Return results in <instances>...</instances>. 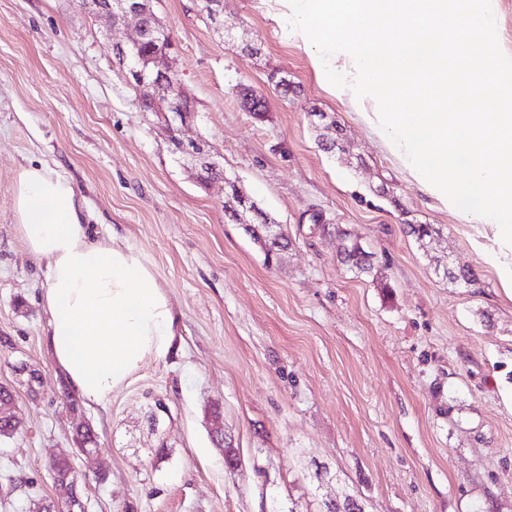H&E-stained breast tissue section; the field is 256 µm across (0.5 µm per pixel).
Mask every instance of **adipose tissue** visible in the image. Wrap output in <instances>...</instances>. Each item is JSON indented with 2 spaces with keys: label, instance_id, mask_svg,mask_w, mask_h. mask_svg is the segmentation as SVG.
Segmentation results:
<instances>
[{
  "label": "adipose tissue",
  "instance_id": "adipose-tissue-1",
  "mask_svg": "<svg viewBox=\"0 0 512 512\" xmlns=\"http://www.w3.org/2000/svg\"><path fill=\"white\" fill-rule=\"evenodd\" d=\"M14 211L28 251L45 264L53 359L87 404L122 388L147 358L166 356L177 318L144 255L93 235L71 183L44 165L21 168Z\"/></svg>",
  "mask_w": 512,
  "mask_h": 512
}]
</instances>
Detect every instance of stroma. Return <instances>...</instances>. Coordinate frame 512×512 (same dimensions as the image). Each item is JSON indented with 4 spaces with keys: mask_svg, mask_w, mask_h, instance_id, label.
<instances>
[{
    "mask_svg": "<svg viewBox=\"0 0 512 512\" xmlns=\"http://www.w3.org/2000/svg\"><path fill=\"white\" fill-rule=\"evenodd\" d=\"M152 8L190 101L178 137L207 141L288 248L268 261L225 219V180H201L144 106L115 55L133 26L112 31L79 0H0V384L23 422L0 441V512L55 498L50 463L77 455L81 424L97 438L79 480L88 512H322L347 498L362 512H512V298L485 226L419 190L267 0H224L216 22L202 0ZM274 72L297 88L287 100ZM320 112L345 152L320 149ZM39 162L84 198L92 231L144 254L178 319L170 353L98 405L73 401L53 361L45 268L17 232L15 176ZM343 233L372 274L341 261ZM444 256L482 290L448 283ZM22 362L40 370L36 390ZM157 398L168 412L153 427Z\"/></svg>",
    "mask_w": 512,
    "mask_h": 512,
    "instance_id": "35a3bbf8",
    "label": "stroma"
}]
</instances>
